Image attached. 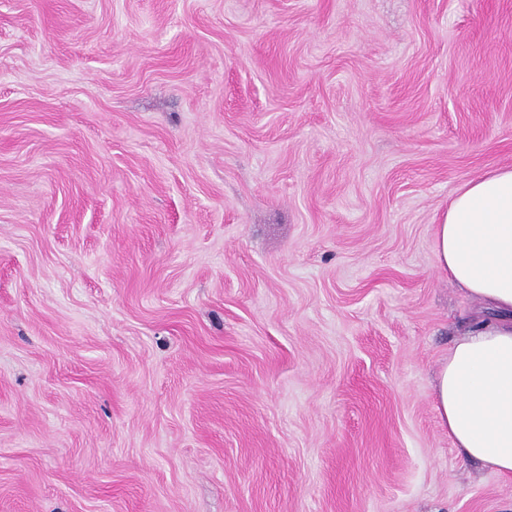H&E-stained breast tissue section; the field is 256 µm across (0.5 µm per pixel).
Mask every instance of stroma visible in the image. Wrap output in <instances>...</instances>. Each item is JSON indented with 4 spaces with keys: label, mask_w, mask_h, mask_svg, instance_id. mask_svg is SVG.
Masks as SVG:
<instances>
[{
    "label": "stroma",
    "mask_w": 512,
    "mask_h": 512,
    "mask_svg": "<svg viewBox=\"0 0 512 512\" xmlns=\"http://www.w3.org/2000/svg\"><path fill=\"white\" fill-rule=\"evenodd\" d=\"M506 166L512 0H0V512H512L432 390Z\"/></svg>",
    "instance_id": "stroma-1"
}]
</instances>
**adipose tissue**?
<instances>
[{
  "label": "adipose tissue",
  "instance_id": "adipose-tissue-1",
  "mask_svg": "<svg viewBox=\"0 0 512 512\" xmlns=\"http://www.w3.org/2000/svg\"><path fill=\"white\" fill-rule=\"evenodd\" d=\"M439 274L494 313L448 349L434 406L454 448L512 479V167L455 191L434 229Z\"/></svg>",
  "mask_w": 512,
  "mask_h": 512
}]
</instances>
